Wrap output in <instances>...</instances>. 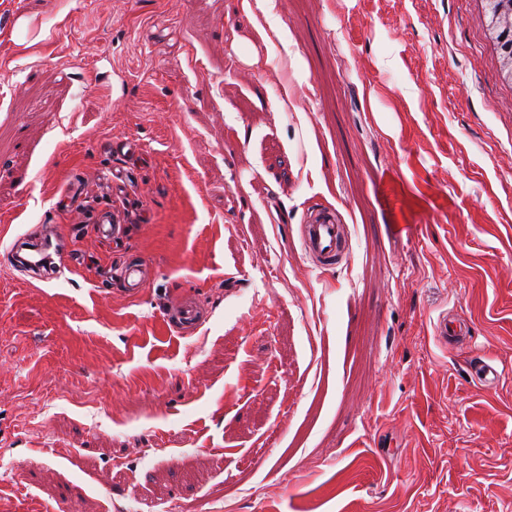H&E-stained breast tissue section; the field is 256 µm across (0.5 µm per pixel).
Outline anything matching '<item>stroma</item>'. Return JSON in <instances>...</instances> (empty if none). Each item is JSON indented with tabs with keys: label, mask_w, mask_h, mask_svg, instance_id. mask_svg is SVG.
<instances>
[{
	"label": "stroma",
	"mask_w": 512,
	"mask_h": 512,
	"mask_svg": "<svg viewBox=\"0 0 512 512\" xmlns=\"http://www.w3.org/2000/svg\"><path fill=\"white\" fill-rule=\"evenodd\" d=\"M255 2L0 0V512H512V85L477 0ZM39 224L81 264L13 268ZM349 241L348 226L334 206L307 209L301 224V248L314 269L328 271L347 254L340 249ZM147 266V260L142 256H138L134 260L125 263L122 267H119L115 275L129 293L135 294L143 286V272ZM198 309L184 302L176 301L166 309L167 323L176 328H186L194 325L198 320ZM433 336L438 346L448 349V345L459 343L469 336L467 324L460 319L441 313L433 321Z\"/></svg>",
	"instance_id": "stroma-1"
}]
</instances>
